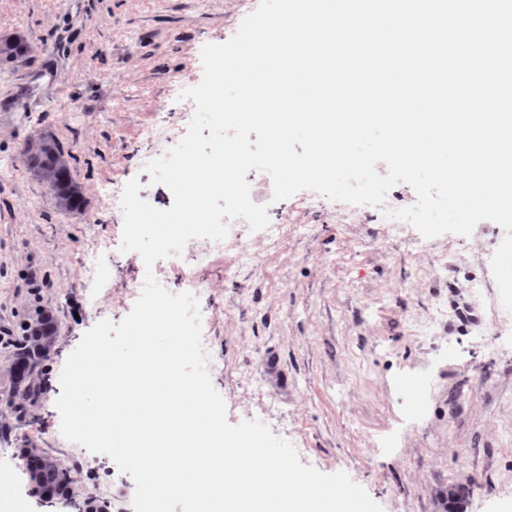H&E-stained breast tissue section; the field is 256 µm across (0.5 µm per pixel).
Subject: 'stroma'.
Masks as SVG:
<instances>
[{"label":"stroma","instance_id":"35a3bbf8","mask_svg":"<svg viewBox=\"0 0 512 512\" xmlns=\"http://www.w3.org/2000/svg\"><path fill=\"white\" fill-rule=\"evenodd\" d=\"M260 0H0V37L32 50L0 62V330L46 309L58 340L45 386L24 413L0 407V468L14 470L23 512H74L31 493L17 455L38 448L65 458L55 402L59 376L83 334L121 322L135 300L116 276L84 268L94 240L103 268L137 266L121 252L122 213L112 194L131 179L159 210L173 195L144 168L142 130L167 106L185 135L194 116L184 90L203 76L201 50L228 41ZM52 135L74 157L83 212L59 210L23 150ZM270 223L295 231L269 248L247 231L257 260L212 254L199 297L209 374L229 423L257 420L291 442L302 464L346 472L383 512H512V317L490 261L504 230L479 222L468 236L395 238L375 213L309 190L274 201L270 176L248 172ZM449 250L447 267L432 258ZM279 359L267 375V355ZM428 375L425 412L414 416L403 376ZM81 483L114 512H134L133 479L108 456L83 453Z\"/></svg>","mask_w":512,"mask_h":512}]
</instances>
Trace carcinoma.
<instances>
[{"instance_id":"carcinoma-1","label":"carcinoma","mask_w":512,"mask_h":512,"mask_svg":"<svg viewBox=\"0 0 512 512\" xmlns=\"http://www.w3.org/2000/svg\"><path fill=\"white\" fill-rule=\"evenodd\" d=\"M32 153L40 157L35 171L54 190L56 206L68 212L80 210L85 204V197L73 180V156L64 151L55 139L46 136L28 147L27 154ZM56 341V323L52 319L46 320L42 314L25 323L21 335L14 337V385L8 395L12 407L22 411L36 398L39 392L37 377ZM19 453L27 458L29 481L37 490L54 494L70 491L69 469L62 467L52 456L36 448H21Z\"/></svg>"}]
</instances>
